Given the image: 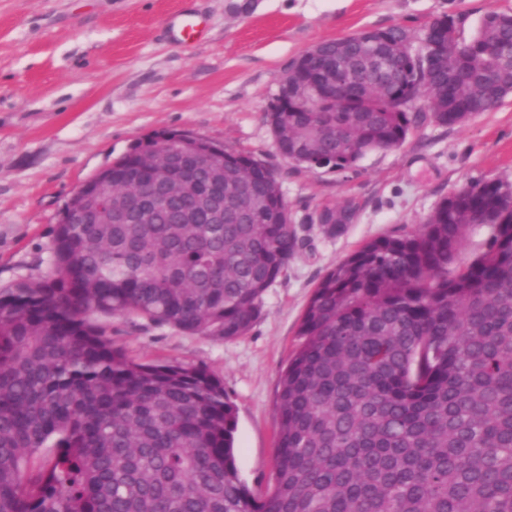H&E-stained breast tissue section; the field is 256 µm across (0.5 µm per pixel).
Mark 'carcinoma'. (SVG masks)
<instances>
[{
	"mask_svg": "<svg viewBox=\"0 0 512 512\" xmlns=\"http://www.w3.org/2000/svg\"><path fill=\"white\" fill-rule=\"evenodd\" d=\"M300 79L352 85L327 112H268L282 154L355 169L431 113L462 126L512 94V14L464 39L443 14L324 40ZM426 95L429 111L412 106ZM163 130L112 164V197ZM173 169H208L173 153ZM224 223L184 199L148 224H59L52 270L0 290V512H512V184L474 183L408 234L329 270L301 319L276 402L273 486L235 464L234 405L201 367L137 362L91 319L135 315L245 335L299 249L275 171L224 149ZM347 203L318 212L343 233ZM487 230L482 251L464 246Z\"/></svg>",
	"mask_w": 512,
	"mask_h": 512,
	"instance_id": "1",
	"label": "carcinoma"
}]
</instances>
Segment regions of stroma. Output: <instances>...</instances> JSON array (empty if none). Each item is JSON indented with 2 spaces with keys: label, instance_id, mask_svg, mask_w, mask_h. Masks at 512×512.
I'll return each instance as SVG.
<instances>
[{
  "label": "stroma",
  "instance_id": "obj_1",
  "mask_svg": "<svg viewBox=\"0 0 512 512\" xmlns=\"http://www.w3.org/2000/svg\"><path fill=\"white\" fill-rule=\"evenodd\" d=\"M512 0H0V289L51 269L59 215L77 189L134 144L177 129L253 153L278 175L304 240L268 289L260 319L224 341L107 319L133 359L201 366L235 405L236 465L257 495L273 484L279 379L325 272L365 242L413 232L468 183L512 182V95L464 126L427 122L356 170H308L278 153L265 111L289 65L314 44L362 28L458 17L471 36ZM199 15L204 36L180 44L166 19ZM351 202L357 218L325 237L316 213Z\"/></svg>",
  "mask_w": 512,
  "mask_h": 512
}]
</instances>
